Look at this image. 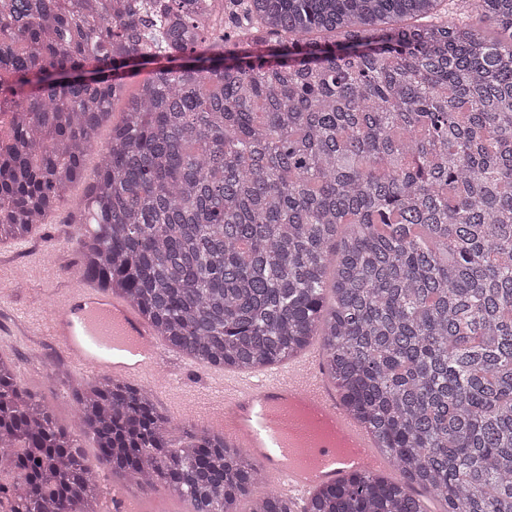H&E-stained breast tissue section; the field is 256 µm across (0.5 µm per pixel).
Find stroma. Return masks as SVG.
I'll return each instance as SVG.
<instances>
[{
	"label": "stroma",
	"mask_w": 512,
	"mask_h": 512,
	"mask_svg": "<svg viewBox=\"0 0 512 512\" xmlns=\"http://www.w3.org/2000/svg\"><path fill=\"white\" fill-rule=\"evenodd\" d=\"M124 118L123 102H114L108 123L99 130L98 146L84 157V180L72 184L67 204L58 208L51 222L41 225L35 235L0 242V282L9 287L0 299V358L7 360L18 381L50 407L57 424L66 428L76 421L72 390L90 381L93 374L70 364L50 337L30 326L26 316L48 315L53 304L51 289L64 285L61 270L79 264L70 213L84 198L86 178L99 167V145L111 140L113 125ZM99 473L102 512H112L116 494L141 499L146 512H188L187 503L172 491L114 483L105 466Z\"/></svg>",
	"instance_id": "obj_1"
}]
</instances>
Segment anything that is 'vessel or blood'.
Instances as JSON below:
<instances>
[{
    "instance_id": "b4317fda",
    "label": "vessel or blood",
    "mask_w": 512,
    "mask_h": 512,
    "mask_svg": "<svg viewBox=\"0 0 512 512\" xmlns=\"http://www.w3.org/2000/svg\"><path fill=\"white\" fill-rule=\"evenodd\" d=\"M55 294L51 314L31 315L30 322L36 328L47 326L72 365L111 374L137 387L154 385L161 395L170 391V383L156 384V375L165 367L179 374L185 363L161 349L153 329L132 306L108 297L103 288L84 278L72 280ZM189 403L206 405L205 423L223 433L226 446L241 449L295 512H300L314 487L334 485L348 472H372L387 463L374 451L370 435L348 416L316 346L284 368L213 375L205 391L187 389L171 401V416H182ZM293 407L329 424L351 446V454L340 461L335 449L319 446L290 416ZM274 445L283 448V456L268 455Z\"/></svg>"
}]
</instances>
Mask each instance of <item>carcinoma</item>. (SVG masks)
I'll return each instance as SVG.
<instances>
[{"instance_id":"cac0c4a2","label":"carcinoma","mask_w":512,"mask_h":512,"mask_svg":"<svg viewBox=\"0 0 512 512\" xmlns=\"http://www.w3.org/2000/svg\"><path fill=\"white\" fill-rule=\"evenodd\" d=\"M0 69L20 112L0 239L66 202L122 101L81 274L199 364L320 346L399 477L349 474L304 512H512V0H0ZM74 401L69 430L0 360V459L26 493L0 512H100L83 434L189 512L259 482L212 429L170 447L143 389L102 375Z\"/></svg>"}]
</instances>
